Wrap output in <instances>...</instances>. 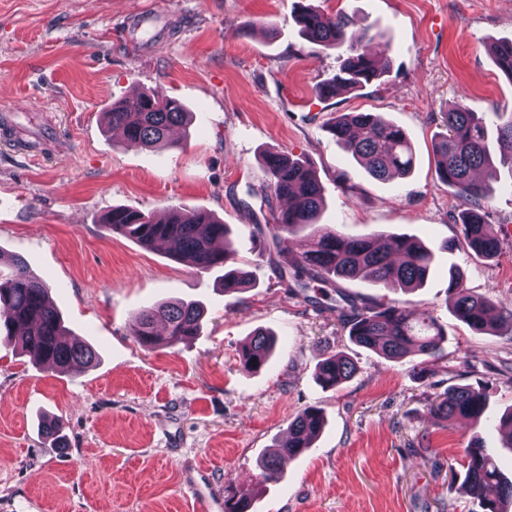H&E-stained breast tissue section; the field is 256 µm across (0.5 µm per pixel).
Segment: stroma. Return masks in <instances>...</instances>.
I'll use <instances>...</instances> for the list:
<instances>
[{
    "label": "stroma",
    "instance_id": "35a3bbf8",
    "mask_svg": "<svg viewBox=\"0 0 512 512\" xmlns=\"http://www.w3.org/2000/svg\"><path fill=\"white\" fill-rule=\"evenodd\" d=\"M300 0H0V251L50 287L71 340L99 354L58 372L0 344V512H211L202 495L249 490L251 512H480L464 485V450L479 436L506 478L512 449L481 421L430 410L454 385L482 388L489 413L512 408V334L480 335L452 313L448 271L512 306V170L484 202L501 252L486 262L458 235L465 201L436 177L433 142L457 100L512 112V82L486 50L512 39V0H315L350 27L376 32L390 71L358 91L321 99L338 55L303 39ZM150 13L162 35L127 32ZM181 99L192 122L171 146L130 145L107 124L113 102L143 92ZM373 112L411 138L406 178L377 180L339 146L333 117ZM306 160L324 186L318 222L350 236L408 234L436 248L434 271L411 292L362 280L340 286L431 314L448 334L424 371L352 344L319 284L292 293L249 227L272 221L261 202L262 156ZM350 192H343V185ZM126 206L151 216L181 206L230 224L255 286L225 295L223 270L197 272L162 247L110 232ZM198 301L199 336L154 350L137 315L163 301ZM278 337L257 372L240 363L257 329ZM344 351L356 375L325 390L315 368ZM314 406L325 426L311 451L258 485L257 462ZM60 419L63 438L43 432Z\"/></svg>",
    "mask_w": 512,
    "mask_h": 512
}]
</instances>
